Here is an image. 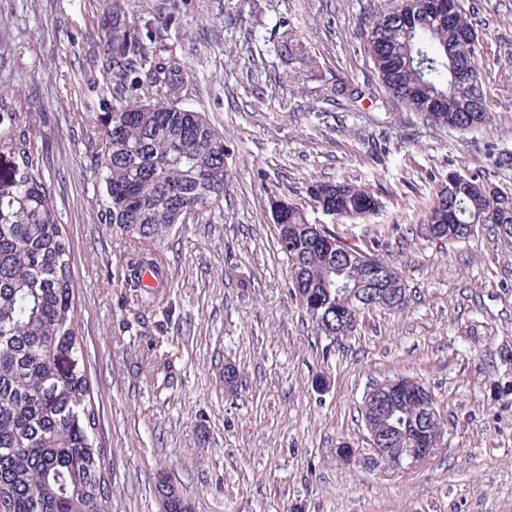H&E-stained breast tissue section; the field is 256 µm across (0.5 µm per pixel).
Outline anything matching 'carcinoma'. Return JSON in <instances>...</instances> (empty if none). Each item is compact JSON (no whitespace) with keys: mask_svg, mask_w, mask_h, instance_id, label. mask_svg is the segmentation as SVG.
<instances>
[{"mask_svg":"<svg viewBox=\"0 0 512 512\" xmlns=\"http://www.w3.org/2000/svg\"><path fill=\"white\" fill-rule=\"evenodd\" d=\"M397 8L372 17L365 36L375 73L394 100L426 120L469 131L490 122V109L474 62V31L465 9L457 29L422 7L412 36L399 34ZM121 0L112 3V55L102 63L112 109L85 118L94 157L99 223L132 256V287L139 273L160 275L157 247L190 212L203 217L224 200V135L203 112L179 103L185 71L163 48L148 53L134 37ZM442 96L444 111L425 114ZM38 113L20 109L14 94L0 89V512H112V473L97 440L98 414L91 402L80 339L64 225L57 220L43 161L35 147ZM473 185L448 187L441 205L432 203L424 231L437 240L471 236L492 224L512 242V193L479 177ZM311 208H338L350 221L373 215L378 199L352 182L319 181L306 189ZM275 216L277 245L291 263V293L317 331L336 340L337 318L358 325L376 307L402 310L408 299L370 304L348 293L346 283L364 279L375 266L390 273L389 288L406 292L392 262L343 242L309 219L305 208L280 199ZM343 250L316 244V231ZM364 424L383 437L403 439L418 427L441 433L438 416L426 417L413 400L379 413L362 401Z\"/></svg>","mask_w":512,"mask_h":512,"instance_id":"obj_1","label":"carcinoma"}]
</instances>
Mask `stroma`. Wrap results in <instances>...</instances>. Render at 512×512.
<instances>
[{
  "label": "stroma",
  "mask_w": 512,
  "mask_h": 512,
  "mask_svg": "<svg viewBox=\"0 0 512 512\" xmlns=\"http://www.w3.org/2000/svg\"><path fill=\"white\" fill-rule=\"evenodd\" d=\"M124 3L175 49L185 103L228 150L220 211L173 232L162 284L138 290L98 222L82 127L112 106V0H0V86L42 114L35 143L69 235L112 512H163L164 478L190 512H512V244L488 224L453 244L421 230L449 172L512 193V167L498 164L512 154V0H463L492 114L467 132L426 123L378 80L363 33L392 0ZM285 35L304 59L278 55ZM343 179L379 211L317 222L392 261L410 304L364 312L333 342L290 293L271 201L302 204L311 183ZM399 376L431 391L445 430L435 455L397 472L367 465L360 408ZM344 445L354 461L340 460Z\"/></svg>",
  "instance_id": "35a3bbf8"
}]
</instances>
